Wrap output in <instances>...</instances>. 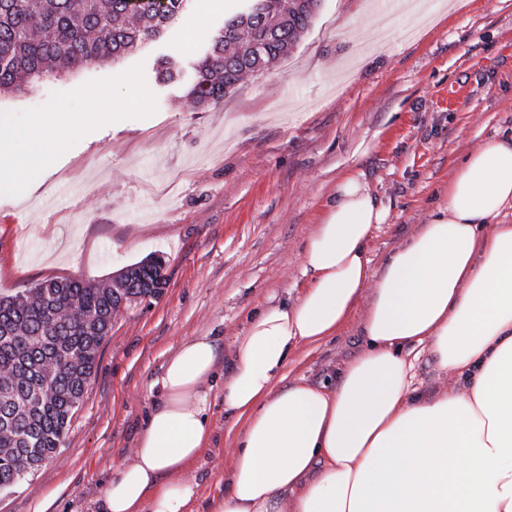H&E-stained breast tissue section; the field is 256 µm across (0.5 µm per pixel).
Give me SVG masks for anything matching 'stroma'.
<instances>
[{"label": "stroma", "mask_w": 512, "mask_h": 512, "mask_svg": "<svg viewBox=\"0 0 512 512\" xmlns=\"http://www.w3.org/2000/svg\"><path fill=\"white\" fill-rule=\"evenodd\" d=\"M240 0H193L159 42L125 57L0 95L17 129L54 105L84 124L55 164L0 191V295L50 279L104 281L159 254L158 297L120 310L62 448L17 486L0 512H94L129 460L166 362L196 336L217 345L208 392L213 444L190 472L224 489V377L235 337L308 282V238L344 173L362 172L390 210L369 244L373 271L448 200V180L484 140L512 133V0H426L413 25L395 17L378 41L364 0H322L291 56L197 108L182 83L159 84L171 55L191 69ZM148 93L146 103L129 86ZM109 90L108 102L90 89ZM360 339L349 324L296 369L333 382Z\"/></svg>", "instance_id": "obj_1"}]
</instances>
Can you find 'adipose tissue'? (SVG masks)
<instances>
[{
  "label": "adipose tissue",
  "mask_w": 512,
  "mask_h": 512,
  "mask_svg": "<svg viewBox=\"0 0 512 512\" xmlns=\"http://www.w3.org/2000/svg\"><path fill=\"white\" fill-rule=\"evenodd\" d=\"M71 121L55 109L17 130L0 113V171L46 167ZM512 137L455 168L448 201L372 274L368 245L389 209L363 173L342 175L303 254L311 279L263 308L234 342L224 492L187 472L210 450L213 340L168 360L162 404L101 512H512ZM357 322L362 346L335 385L286 380L292 356ZM457 385L425 387L421 355Z\"/></svg>",
  "instance_id": "adipose-tissue-1"
}]
</instances>
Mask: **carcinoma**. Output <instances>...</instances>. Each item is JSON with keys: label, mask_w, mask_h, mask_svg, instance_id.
Listing matches in <instances>:
<instances>
[{"label": "carcinoma", "mask_w": 512, "mask_h": 512, "mask_svg": "<svg viewBox=\"0 0 512 512\" xmlns=\"http://www.w3.org/2000/svg\"><path fill=\"white\" fill-rule=\"evenodd\" d=\"M193 0H170L167 14L127 12L124 0H0V92L92 64H104L161 38ZM196 62L188 95L198 106L224 99L246 75L288 57L314 18L305 0H244ZM184 72L158 61L160 83ZM165 262L152 257L106 285L48 280L25 294L0 297V491L25 479L62 447L112 329V317L166 284Z\"/></svg>", "instance_id": "cac0c4a2"}]
</instances>
